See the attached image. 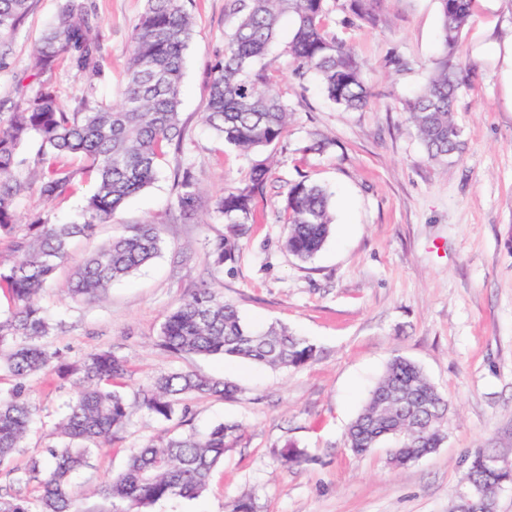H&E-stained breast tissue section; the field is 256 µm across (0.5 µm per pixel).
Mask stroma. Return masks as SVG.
Here are the masks:
<instances>
[{
	"mask_svg": "<svg viewBox=\"0 0 512 512\" xmlns=\"http://www.w3.org/2000/svg\"><path fill=\"white\" fill-rule=\"evenodd\" d=\"M59 4L31 0L24 20L6 35L4 106L43 82L69 111L88 91L106 106L119 101L144 0H87L102 48L97 75L66 61L50 72L35 67V44ZM188 8L195 28L184 61L181 147L161 159L151 187L128 199L93 237L76 241L41 304L58 324L49 343L67 361L99 350L126 359L129 373L117 386L126 396L181 371L229 382L237 392L230 399L185 395L186 415L170 420L132 408L112 446L74 475L78 512H112L111 501L95 490L148 440L203 433L224 421L240 429L207 491L160 500L151 512H228L238 500L252 501L255 512H451L467 454L488 448L512 460V89L496 57L497 48L512 44V0H497L491 12L475 6L473 23L449 49L437 0H382L380 22L352 26L333 8L328 27L353 48L370 91L359 111L328 101L316 78L294 77L284 52L292 25L283 23L264 64L291 122L274 146L249 153L225 146L201 120L210 68L223 57L234 25L228 0H190ZM394 56L409 60L411 70L396 73L389 64ZM444 57L470 73L453 112L464 150L441 161L429 158L402 104ZM317 139L327 140L326 150H312ZM258 163L268 167L269 179L255 200L254 221L239 237L234 261L214 266L210 248L229 233L214 201L244 185ZM177 167L193 173L201 195L189 221L179 218ZM304 178L331 189L335 215L330 237L307 263L285 249L280 221L288 188ZM92 190L85 181L52 203L30 191L17 219L81 221ZM146 220L163 227L157 258L113 283L103 302L63 296L74 262ZM204 285L247 323L281 325L306 339L314 357L297 369H273L164 351L158 341L166 314ZM397 355L418 364L448 400L444 442L404 467L392 462L393 442L360 455L346 444L349 424ZM27 385L36 414L13 459L19 469L60 445L53 426L74 392L50 372ZM289 446L307 461L287 467L281 453Z\"/></svg>",
	"mask_w": 512,
	"mask_h": 512,
	"instance_id": "1",
	"label": "stroma"
}]
</instances>
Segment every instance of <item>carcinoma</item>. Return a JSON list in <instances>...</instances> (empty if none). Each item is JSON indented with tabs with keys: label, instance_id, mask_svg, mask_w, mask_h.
I'll use <instances>...</instances> for the list:
<instances>
[{
	"label": "carcinoma",
	"instance_id": "cac0c4a2",
	"mask_svg": "<svg viewBox=\"0 0 512 512\" xmlns=\"http://www.w3.org/2000/svg\"><path fill=\"white\" fill-rule=\"evenodd\" d=\"M235 28L224 45V55L211 69L210 97L202 121L224 144L250 151L276 144L288 127L290 109L276 82L259 66L276 39L283 20L293 23L285 53L294 74L313 73L329 101L347 110L364 108L369 99L361 66L346 41L327 27L328 0H231ZM381 0H349V21L374 22ZM445 46L455 44L474 18L475 0H438ZM29 0H0V37L15 31L26 16ZM96 26L84 0H63L54 22L36 47L41 70L53 68L64 54L72 67L98 73L100 45ZM193 31L186 0H146L130 38L127 82L122 102L93 106L83 96L78 107L66 111L54 89L42 85L34 94L0 112V240L10 243L16 260L0 266V288L10 291L14 308L0 317V373L8 374L12 388L0 393V468L23 448L36 407L26 381L52 370L77 387L68 412L55 429L63 444L48 449L45 458H32L22 471L10 469L12 482L38 483V495L0 492V512H78L71 496L72 475L88 466L93 452L112 445L129 416L124 394L112 389L127 371L125 361L108 350L70 363L51 350L45 338L56 328L41 294L60 265L70 259L71 242L91 237L127 199L150 187L158 162L169 146L184 138L179 105L184 52ZM467 84L466 68L441 62L405 110L421 143L433 159L463 152L460 130L453 120L458 92ZM36 147L33 163L40 168L35 181L19 176L27 159L21 150ZM80 164H73V160ZM177 203L185 216L194 215L200 196L189 172L175 173ZM91 180L93 194L83 210V222L53 224L38 217L28 224L16 219L17 202L35 189L54 201L75 183ZM268 170L256 165L248 183L224 190L215 210L231 225L233 237L215 244V264L233 258L236 237L250 223L256 197L263 193ZM331 193L323 186L299 181L288 189L284 213V247L301 261L323 248L331 232ZM161 225L134 224L126 233L83 258L73 268L65 288L74 301L99 302L112 282L126 278L160 251ZM159 346L177 355H224L265 364L274 369L297 368L314 354L313 345L284 327L258 328L243 321L237 309L204 285L166 316ZM235 387L191 372L158 377L134 395V403L164 420L181 411V396L198 394L230 397ZM448 400L414 362L395 356L388 363L370 397L351 423L347 447L357 454L392 439V457L398 466L415 462L444 440L443 423ZM235 423H220L204 434L170 438L162 445L147 443L133 452L118 474L97 493L112 500L113 512H147L169 497L198 496L213 469L224 460ZM486 450L465 457L462 484L475 482L490 495L512 485V469L502 470L482 461Z\"/></svg>",
	"mask_w": 512,
	"mask_h": 512
}]
</instances>
